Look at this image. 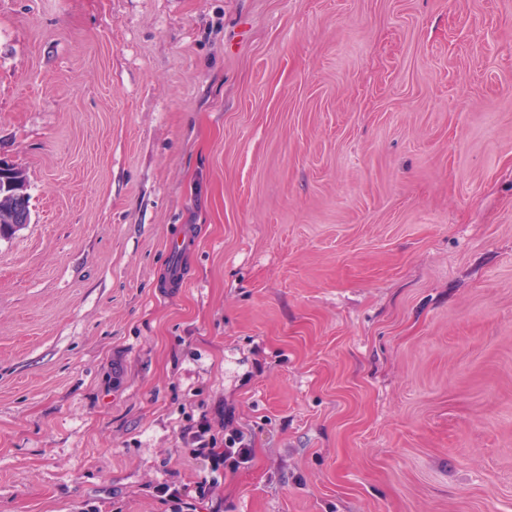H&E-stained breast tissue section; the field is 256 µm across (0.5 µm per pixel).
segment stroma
Wrapping results in <instances>:
<instances>
[{"mask_svg":"<svg viewBox=\"0 0 512 512\" xmlns=\"http://www.w3.org/2000/svg\"><path fill=\"white\" fill-rule=\"evenodd\" d=\"M0 158V512H512V0H0ZM11 170L0 169V238L11 237L16 233L14 224L24 226L29 223V214L24 212L15 215L14 224H8L7 216L18 203L14 197V189L12 184L15 180H21L25 187V174L24 172L11 163ZM208 432V427L202 428L199 431L198 435L194 436L195 442H197V447L192 452V455L195 459H201L203 461H208L210 464V468L213 471H217L220 465H224L225 469H228L230 472H234L243 464H247L252 458V448H250V444L245 439V437L241 435H231L229 439H227V445L224 448L223 452L217 451L212 446L211 441L203 440V436Z\"/></svg>","mask_w":512,"mask_h":512,"instance_id":"stroma-1","label":"stroma"}]
</instances>
